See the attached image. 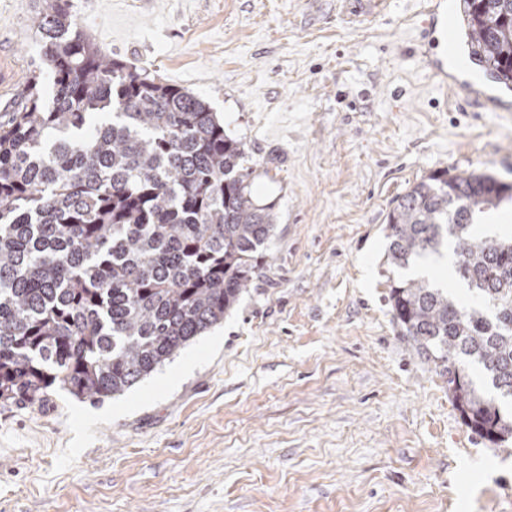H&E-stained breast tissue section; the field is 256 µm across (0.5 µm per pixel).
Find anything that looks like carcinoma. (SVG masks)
I'll return each mask as SVG.
<instances>
[{"mask_svg": "<svg viewBox=\"0 0 512 512\" xmlns=\"http://www.w3.org/2000/svg\"><path fill=\"white\" fill-rule=\"evenodd\" d=\"M466 2L478 53L511 83L512 0ZM70 8L44 0L31 18L43 67L0 120L1 406L125 392L224 320L275 231L245 143L197 95L103 54ZM502 202L490 176L435 172L390 213L389 258L406 267L454 243L476 301L400 281L393 318L448 376L462 423L506 447L512 238L471 232Z\"/></svg>", "mask_w": 512, "mask_h": 512, "instance_id": "obj_1", "label": "carcinoma"}]
</instances>
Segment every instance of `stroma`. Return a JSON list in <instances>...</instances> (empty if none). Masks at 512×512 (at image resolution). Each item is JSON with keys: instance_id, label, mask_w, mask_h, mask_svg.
Returning a JSON list of instances; mask_svg holds the SVG:
<instances>
[{"instance_id": "obj_1", "label": "stroma", "mask_w": 512, "mask_h": 512, "mask_svg": "<svg viewBox=\"0 0 512 512\" xmlns=\"http://www.w3.org/2000/svg\"><path fill=\"white\" fill-rule=\"evenodd\" d=\"M105 54L202 98L277 225L223 323L124 394L0 407V512H512V453L462 424L389 302L388 216L439 170L512 185V90L449 105L420 0H71ZM43 0H0L40 62ZM427 73L436 80L441 89L453 93L460 109H470L471 112H493L499 105L495 97L480 95L472 89L468 82H448V53L446 56L430 57L424 60Z\"/></svg>"}]
</instances>
